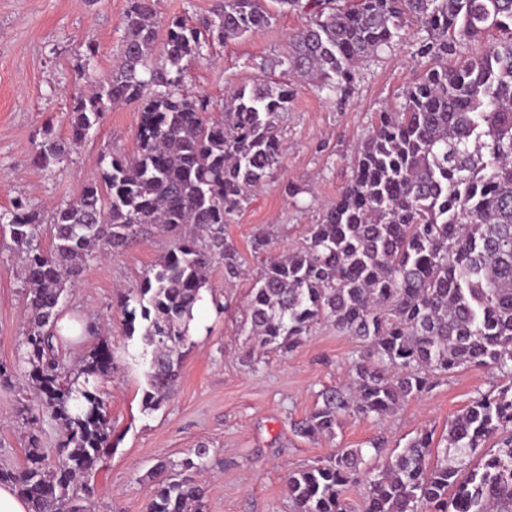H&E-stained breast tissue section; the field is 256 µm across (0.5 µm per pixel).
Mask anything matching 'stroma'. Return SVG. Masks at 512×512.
Wrapping results in <instances>:
<instances>
[{"label":"stroma","instance_id":"1","mask_svg":"<svg viewBox=\"0 0 512 512\" xmlns=\"http://www.w3.org/2000/svg\"><path fill=\"white\" fill-rule=\"evenodd\" d=\"M126 8L127 0H0V210L21 198L50 211L77 198L98 176L101 156L134 151L138 102L105 112L59 168L46 171L32 162L45 136L69 134L72 96L86 87L87 39L97 43L91 60L97 74L111 71ZM274 15L258 32L214 44L189 65L184 79L183 93L205 97L215 114L223 112L229 89L257 81L289 84L293 95L277 120L286 144L279 170L224 227L247 274L229 288L223 264L209 269L208 301L198 309V328L182 349L176 391L160 409L142 405L145 380L127 354L120 299L163 259L172 239L153 232L122 250L95 255L65 294L63 315L91 328L69 340L67 365H79L102 342L113 356L104 391L114 448L89 477L95 491L91 512H145L154 489L152 468L179 463L200 445L212 450L205 512H291L284 493L288 472L327 460L340 448L368 447L379 437L392 450L425 429L442 434L449 418L473 397L504 383L491 367L459 369L384 421L345 417L332 439L294 432L319 391L347 382L359 344L323 323L292 352L253 351L245 332L249 291L267 255L304 244L309 225L319 223L326 205L349 183V158L379 113L403 103L407 85L430 61L417 53L425 30L407 23L404 38L359 67L351 95L340 102L306 79L282 74L278 61L309 15L301 9H278ZM259 234L268 238L267 250H256ZM24 326L21 264L10 239H0V364L15 361ZM26 407L39 418L33 430L46 457L57 454V425L18 373L0 384V467L26 462L32 430L22 419Z\"/></svg>","mask_w":512,"mask_h":512}]
</instances>
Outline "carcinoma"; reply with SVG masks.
<instances>
[{"instance_id": "1", "label": "carcinoma", "mask_w": 512, "mask_h": 512, "mask_svg": "<svg viewBox=\"0 0 512 512\" xmlns=\"http://www.w3.org/2000/svg\"><path fill=\"white\" fill-rule=\"evenodd\" d=\"M266 2L218 0L214 18L197 27L163 23L156 0H128L117 63L74 97L68 139H45L33 163L56 168L112 106L141 101L136 153L109 155L99 177L47 218L22 200L0 212L22 258L28 311L15 368L61 432L55 462L32 433L26 463L0 468V484L13 486L30 512H86L91 488L81 479L111 445L102 382L112 350L102 343L71 369L59 325L66 285L81 280L93 250L122 249L152 228L175 238L123 298L128 338L141 328L132 360L144 367L146 410L175 387L209 268L224 262L227 284L243 275L224 225L281 166L277 118L292 90L237 87L215 119L181 85L188 62L211 43L268 26ZM275 2L311 15L279 65L344 99L355 66L401 38L409 17L428 32L418 54L433 61L401 108L381 113L360 142L349 184L310 225L305 245L266 260L251 289L250 332L262 347L289 352L325 320L361 343L349 385L323 389L296 432L333 438L351 413L382 421L460 368L490 366L512 379V0ZM490 31L499 42L448 65L458 41ZM490 440L496 450L479 454ZM441 441L421 431L375 467L364 449L341 448L288 473L286 497L293 512H347L346 489L362 482V512H512V382L471 400ZM209 457L201 445L174 472L155 466L146 512H204L198 476Z\"/></svg>"}]
</instances>
